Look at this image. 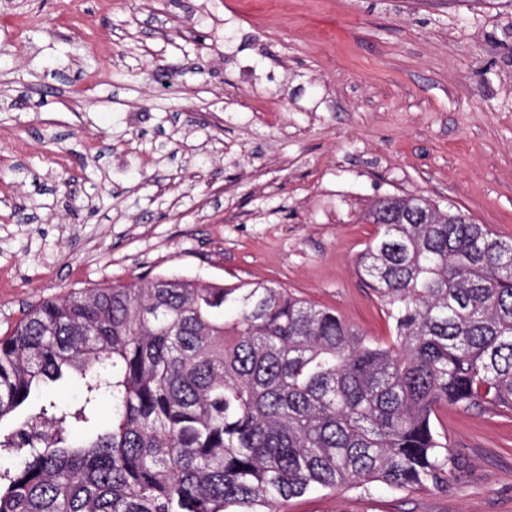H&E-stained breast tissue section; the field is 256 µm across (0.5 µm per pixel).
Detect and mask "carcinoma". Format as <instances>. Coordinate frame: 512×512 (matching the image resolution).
<instances>
[{
    "label": "carcinoma",
    "mask_w": 512,
    "mask_h": 512,
    "mask_svg": "<svg viewBox=\"0 0 512 512\" xmlns=\"http://www.w3.org/2000/svg\"><path fill=\"white\" fill-rule=\"evenodd\" d=\"M357 271L386 343L272 284L153 277L30 306L0 336V512H277L319 490L441 491L435 420L512 412V240L424 197L378 199ZM103 397L112 413L98 410Z\"/></svg>",
    "instance_id": "obj_1"
}]
</instances>
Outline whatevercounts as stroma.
<instances>
[{"label": "stroma", "instance_id": "1", "mask_svg": "<svg viewBox=\"0 0 512 512\" xmlns=\"http://www.w3.org/2000/svg\"><path fill=\"white\" fill-rule=\"evenodd\" d=\"M405 193L512 238L504 0H0L1 335L43 299L164 275L272 282L388 340L357 259L366 207ZM441 420L446 491L281 512H512V414Z\"/></svg>", "mask_w": 512, "mask_h": 512}]
</instances>
